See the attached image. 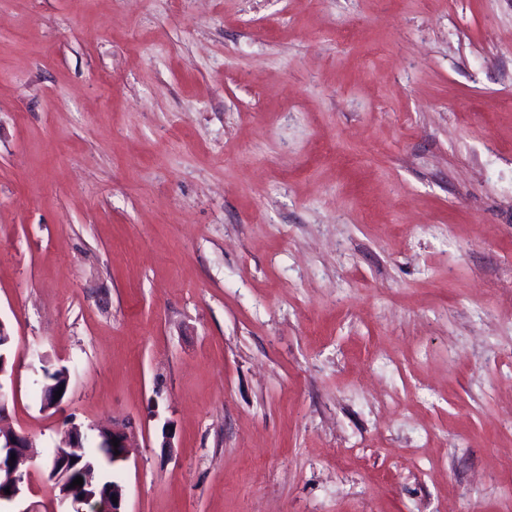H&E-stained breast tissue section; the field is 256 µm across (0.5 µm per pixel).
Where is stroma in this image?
Segmentation results:
<instances>
[{
    "label": "stroma",
    "instance_id": "obj_1",
    "mask_svg": "<svg viewBox=\"0 0 512 512\" xmlns=\"http://www.w3.org/2000/svg\"><path fill=\"white\" fill-rule=\"evenodd\" d=\"M0 322V512H512V0H0ZM6 345L2 350L0 338V502L13 501L21 493L23 485L27 479V470L21 469L30 457L32 445L30 439L25 433L18 432L11 427H5L3 422L7 417L8 394L2 383V377L7 376V360L12 354V337L8 336L3 342ZM15 454V461H11V455ZM8 460L10 473L8 481L2 482V470L5 469L4 461ZM10 488V495H6L5 489ZM87 430L88 431H82L80 426L71 424L67 429L65 440V444L67 446L64 448H68L70 452H75L76 454L82 453L86 448V444L89 442L96 443L97 448H112V474L105 476L100 470V464H98L99 459L92 456L93 453L87 451V449L85 450L86 456L83 458L82 456H79L76 459V462H72L69 467L68 463L70 459L76 457V455L64 454L59 456L60 466L62 470H65L68 467L74 474H80L89 466V464H93L97 470L99 478L110 483L112 485V490H101L98 494L85 492L81 495V497L85 498L83 503L90 507L91 512H126V510H124V485L119 483V477L114 475L113 467L120 462L126 461L129 457L131 447L129 444L127 427L125 424L119 426L112 422V428L98 424H91ZM112 438H117V441H119L118 447L113 446ZM115 450L119 451L118 455H115ZM112 475L113 479L117 482H113ZM112 496L117 497V504L113 503Z\"/></svg>",
    "mask_w": 512,
    "mask_h": 512
}]
</instances>
